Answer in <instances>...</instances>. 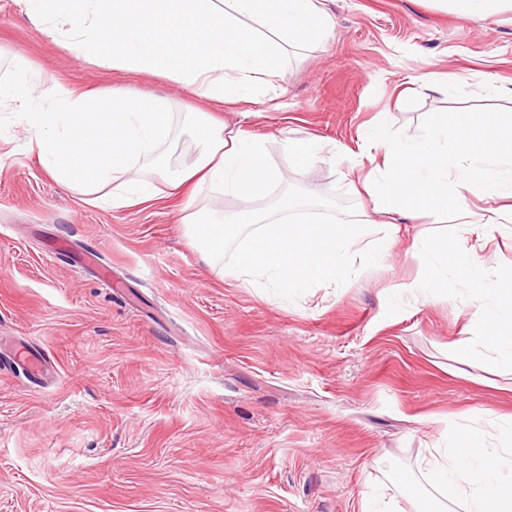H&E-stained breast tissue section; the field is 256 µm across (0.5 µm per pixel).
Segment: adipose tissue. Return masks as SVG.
<instances>
[{
    "label": "adipose tissue",
    "instance_id": "obj_1",
    "mask_svg": "<svg viewBox=\"0 0 512 512\" xmlns=\"http://www.w3.org/2000/svg\"><path fill=\"white\" fill-rule=\"evenodd\" d=\"M14 2L48 38H67L77 57L180 82L189 95L217 104L250 100L276 76L288 48L320 43L334 25L322 0ZM4 102L24 119L30 152L60 185L90 197L111 186L116 208L158 196L154 181L141 171L160 160L169 137L171 112L164 100L120 91L76 95L19 59L0 80ZM186 119L201 130L200 150L191 163L164 173L168 196L184 195L191 183L208 184L242 204L234 213L210 211L205 221L184 208L181 221L207 257L241 236V258L228 271L241 282L261 278L287 292L345 275L358 227L294 222L291 213L300 203L288 196L279 200L276 214L250 210L253 199L283 179L269 165L262 142L204 112L187 113ZM247 224L255 227L248 235ZM413 246L429 274L396 286V294L436 297L464 270L479 281L480 263L449 260L447 238H417ZM472 300L480 317L466 341L471 358L512 370V275L492 285L479 281ZM490 434L497 448L486 447ZM419 469L445 496L464 502L466 512H512V415L485 426L464 417L443 445L422 458Z\"/></svg>",
    "mask_w": 512,
    "mask_h": 512
}]
</instances>
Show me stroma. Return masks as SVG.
<instances>
[{
	"instance_id": "1",
	"label": "stroma",
	"mask_w": 512,
	"mask_h": 512,
	"mask_svg": "<svg viewBox=\"0 0 512 512\" xmlns=\"http://www.w3.org/2000/svg\"><path fill=\"white\" fill-rule=\"evenodd\" d=\"M332 36L290 51L272 87L215 104L175 81L89 64L0 0V78L13 56L66 89L148 93L174 105L169 168L191 161L197 108L261 138L284 179L252 202L307 198L297 218L362 226L345 278L281 293L227 277L234 240L206 262L180 224L179 200L100 208L61 187L27 152L12 108H0V336L37 351L56 376L0 373V512H362L381 490L393 512H465L443 504L418 459L470 413L512 414V373L470 359L479 313L468 276L429 301L392 288L428 275L410 248L447 236L452 257L486 241L484 282L512 271V214L488 193L470 227L376 210L363 176L379 158L364 138L388 122L414 137L427 115L512 110V10L460 20L438 0H326ZM452 73L455 87L431 91ZM317 137L308 165L282 135ZM386 262L370 260L387 224ZM68 241L57 256L53 246ZM413 479V499L399 479Z\"/></svg>"
}]
</instances>
